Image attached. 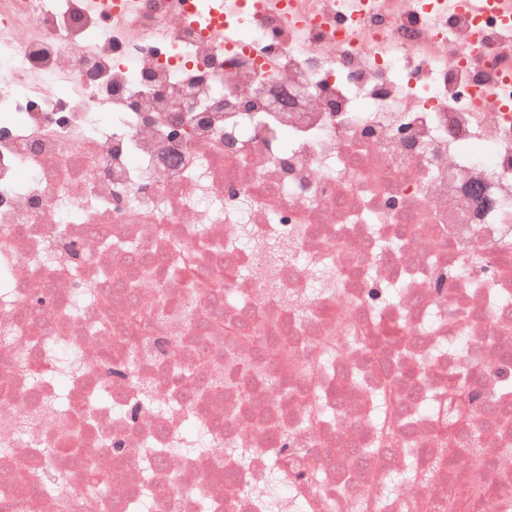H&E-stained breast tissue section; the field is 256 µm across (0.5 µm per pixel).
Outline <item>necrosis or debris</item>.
I'll list each match as a JSON object with an SVG mask.
<instances>
[{
    "label": "necrosis or debris",
    "instance_id": "1",
    "mask_svg": "<svg viewBox=\"0 0 512 512\" xmlns=\"http://www.w3.org/2000/svg\"><path fill=\"white\" fill-rule=\"evenodd\" d=\"M216 21L233 40L208 36ZM241 96L256 111H240ZM184 99L191 134L176 144ZM0 113V336L24 339L0 363V512H96L91 467L109 512H139L145 486L148 512H204V497L261 512L248 484L273 464L305 512H449L468 491L476 512H512V398L498 395L512 386V38L496 15L443 14L433 0H236L215 20L208 0H139L106 20L86 0H0ZM269 238L291 261L257 250ZM173 241L213 282L186 311ZM230 267L244 276L221 279ZM316 269L323 289L299 312ZM89 284L148 317L135 341L122 311L85 298ZM384 324L399 327L398 367L414 377L380 463L357 451L374 444L371 398L391 365L358 337ZM48 346L87 369L61 412L46 405L55 380L27 375ZM258 354L287 368L288 387L256 390L249 415L232 385L171 378L177 364L207 379ZM313 360L316 379L300 380ZM473 364L481 377L463 398L477 430L464 440L484 462L382 496L406 449L438 448L420 410L442 407L449 378ZM142 383L159 406L138 403ZM99 386L111 406L88 401ZM190 414L252 448L233 492L222 451L173 448ZM56 477L71 495L29 508V489Z\"/></svg>",
    "mask_w": 512,
    "mask_h": 512
}]
</instances>
